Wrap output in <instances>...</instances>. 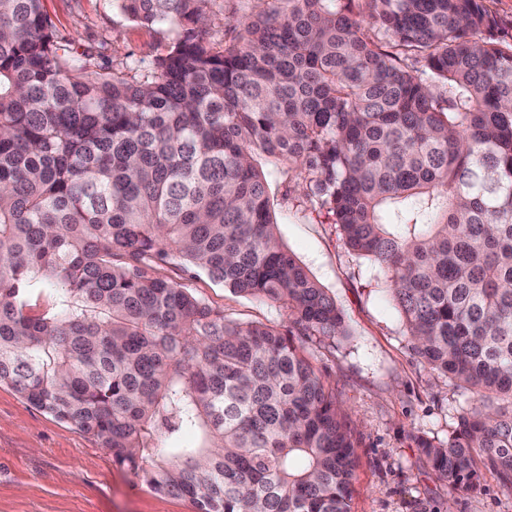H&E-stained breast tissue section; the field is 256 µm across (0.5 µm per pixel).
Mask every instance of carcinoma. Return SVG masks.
Wrapping results in <instances>:
<instances>
[{
  "mask_svg": "<svg viewBox=\"0 0 512 512\" xmlns=\"http://www.w3.org/2000/svg\"><path fill=\"white\" fill-rule=\"evenodd\" d=\"M112 0L175 38L116 73L0 0V384L195 512H351L359 438L296 336L348 335L259 162L377 264L429 370L473 394L436 477L512 489V45L482 0ZM288 312L230 320L169 253ZM52 307L30 312L38 291ZM256 0H212L209 3L210 13L214 21L213 41L217 48L224 42V17L233 21L241 17H249L255 13Z\"/></svg>",
  "mask_w": 512,
  "mask_h": 512,
  "instance_id": "cac0c4a2",
  "label": "carcinoma"
}]
</instances>
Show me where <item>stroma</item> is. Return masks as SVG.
<instances>
[{"label": "stroma", "instance_id": "1", "mask_svg": "<svg viewBox=\"0 0 512 512\" xmlns=\"http://www.w3.org/2000/svg\"><path fill=\"white\" fill-rule=\"evenodd\" d=\"M62 34L114 68L149 66L173 35L127 20L111 0H43ZM278 235L342 310L348 336L303 345L336 392L359 435L352 512H512V490L492 475L470 490L438 480L417 447L422 435L447 440L467 407V391L429 372L404 334L380 268L348 252L325 217L285 198L288 178L266 165ZM165 274L227 318L284 326L277 304L234 293L200 269L169 257ZM0 512H194L116 465L75 424L37 409L0 385Z\"/></svg>", "mask_w": 512, "mask_h": 512}]
</instances>
